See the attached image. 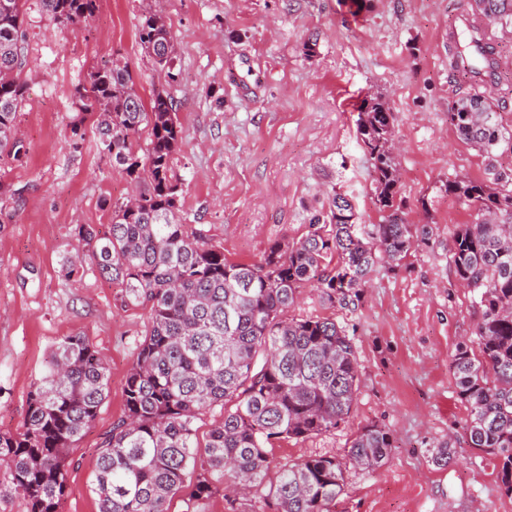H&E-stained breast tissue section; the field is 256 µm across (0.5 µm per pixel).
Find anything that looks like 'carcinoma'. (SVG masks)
Segmentation results:
<instances>
[{"label": "carcinoma", "mask_w": 512, "mask_h": 512, "mask_svg": "<svg viewBox=\"0 0 512 512\" xmlns=\"http://www.w3.org/2000/svg\"><path fill=\"white\" fill-rule=\"evenodd\" d=\"M482 18L512 25V0H477ZM59 23L77 29L97 0H42ZM23 0H0V160L23 164L28 148L17 133L26 86ZM138 36L153 66L175 80L174 37L163 16L142 15ZM482 30L467 27L455 42L452 65L470 78L498 68ZM84 114L95 117L102 150L124 167L134 194L112 206V224L75 228L77 249L66 258L72 278L92 260L101 277L124 288L128 300L150 308L151 325L128 371L123 416L98 448L92 492L99 512H169L186 492L191 512L229 484L236 494L256 492L269 512H335L352 469L386 465L389 429L360 427L341 460L323 456L288 461L275 480L266 445L330 431L350 417L360 387L353 338L335 320L287 316L299 289L317 283L330 305L345 307L362 294L385 263L397 266L414 243L397 201L399 168L394 117L386 102L364 105L358 134L369 155L374 197L382 221L359 224L350 201L334 193L326 217L313 216L301 239L276 242L256 263L230 262L203 231H188L177 207L172 164L181 137L174 99L153 92L149 104L134 89L127 67L102 64L78 84ZM448 123L460 137L494 157L512 151L482 97L459 99ZM149 129L144 157L139 134ZM488 178L448 182L446 190L478 210L462 224L448 251L456 276L479 297L474 345L461 343L451 367L458 396L469 407L465 435L472 448L500 461V480L512 496V172L488 164ZM336 258L334 267L328 260ZM108 368L81 336L65 338L27 398L24 430L0 432V499L22 496L28 512H58L67 487L64 452L96 419L107 393ZM220 405L224 418L196 437V421Z\"/></svg>", "instance_id": "1"}]
</instances>
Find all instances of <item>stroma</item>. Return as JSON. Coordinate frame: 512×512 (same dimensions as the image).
Masks as SVG:
<instances>
[{
	"mask_svg": "<svg viewBox=\"0 0 512 512\" xmlns=\"http://www.w3.org/2000/svg\"><path fill=\"white\" fill-rule=\"evenodd\" d=\"M473 0H99L81 29L60 25L41 0H26L27 87L17 128L25 164H0V431L20 430L33 383L64 338L82 336L108 367L97 418L66 455L59 512H97L90 486L97 450L125 408V382L150 326L148 307L95 271H62L79 224L106 228L130 179L103 153L92 121H79L75 85L93 67L127 65L142 98L166 88L177 104L182 146L174 161L177 205L233 262L260 261L278 241L309 231L329 210L332 188L351 199L360 223L377 224L372 168L357 137L359 112L384 97L395 116L398 196L415 244L397 267L378 266L360 301L340 308L304 288L295 317L336 320L353 336L361 385L336 430L278 439L275 461L343 458L358 428L393 434L389 462L353 470L336 512H512L500 462L469 447V411L450 370L459 342L473 338L476 293L458 280L448 241L476 210L445 187L486 177V158L448 123L456 100L487 99L512 131V33L488 23L500 81L477 90L450 65L449 31ZM160 12L177 44L175 82L155 70L138 21ZM316 44L305 56V41ZM84 141L72 147L73 125ZM455 453L432 461L442 442Z\"/></svg>",
	"mask_w": 512,
	"mask_h": 512,
	"instance_id": "obj_1",
	"label": "stroma"
}]
</instances>
